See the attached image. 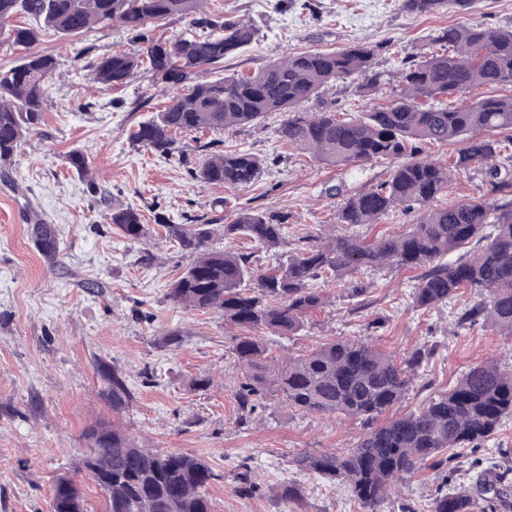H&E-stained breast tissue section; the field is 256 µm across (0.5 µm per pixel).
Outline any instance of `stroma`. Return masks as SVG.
<instances>
[{"label": "stroma", "instance_id": "obj_1", "mask_svg": "<svg viewBox=\"0 0 512 512\" xmlns=\"http://www.w3.org/2000/svg\"><path fill=\"white\" fill-rule=\"evenodd\" d=\"M207 9L258 29L250 46L225 61L228 73L361 39L379 46L381 69L394 73L449 26H512V0H477L467 12L449 6L424 17L405 12L401 0H208ZM141 46L109 26L47 36L35 46L57 60L47 86L50 107L0 176V512H51L52 486L62 475L78 482L87 512H104L102 492L78 468L88 448L85 431L100 420L118 424L136 447L186 452L212 466L221 475L208 489L215 512H365L346 485L300 471L293 460L304 452L342 453L368 423L276 403L239 422L235 392L244 373L229 350L230 330L220 314L168 299L187 260L162 225L225 224L239 208L284 213L283 249L294 253L312 239L345 234L336 216L340 202L385 180L392 163L327 167L281 145L276 130L284 116L277 112L229 132L177 135L182 160L138 148L130 132L159 109V87L144 73L126 89H109L89 63ZM201 142L255 154L263 162L260 177L235 191L193 179L192 169L206 159ZM75 149L88 158V177L66 161ZM126 206L139 209L151 227L142 242L124 240L108 221L113 209ZM39 221L60 240L59 262L36 245ZM415 279V272L384 268L324 283L330 301L307 316L303 331L265 342L280 358L333 339H360L399 356L434 346L397 408L401 414L475 364L512 367L511 335L489 323L456 325L455 312L475 301L470 290L418 311L411 301ZM357 286L363 295H351ZM173 330L182 334L176 348L166 344ZM102 360L126 374L134 393L123 413L101 395ZM244 463L258 486L252 494L236 490ZM509 467L512 417L482 448L467 451L455 471L426 469L391 486L381 512H433L439 490L472 487ZM289 485L299 490L303 510L280 500Z\"/></svg>", "mask_w": 512, "mask_h": 512}]
</instances>
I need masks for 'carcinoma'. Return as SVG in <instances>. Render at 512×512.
<instances>
[{"label":"carcinoma","instance_id":"obj_1","mask_svg":"<svg viewBox=\"0 0 512 512\" xmlns=\"http://www.w3.org/2000/svg\"><path fill=\"white\" fill-rule=\"evenodd\" d=\"M476 2L402 0L401 6L430 15L447 4L468 11ZM200 5L201 0H0V35L29 48L47 32L68 37L112 24L140 39L142 49L105 54L90 67L96 80L110 88L127 86L148 70L157 85L172 90L162 109L130 133L135 146L151 152H179L177 133L237 130L281 112L285 119L277 133L282 144L328 166L394 161L386 181L342 200L337 220L349 227L377 224L403 206L416 211L407 231L370 241L350 234L316 240L263 272L252 267L251 255L214 241L244 237L271 251L285 243L284 216L239 209L231 223L217 228L163 225L190 259L168 298L184 308L218 312L238 329L230 351L245 372L236 392L242 419L268 395L302 413L383 419L344 454L306 452L294 459L302 470L348 484L368 512H378L392 485L446 465L454 459L450 452L475 450L499 431L512 416V370L495 361L476 364L452 386L432 391L418 409L399 416L392 409L405 399L426 351L399 358L365 341L334 339L277 361L263 334L296 336L303 330L306 317L327 303L314 282L340 283L362 270L390 267L421 270L413 308L437 309L469 288L477 301L458 313L457 324L490 319L512 335V95L466 99L477 86L512 84V28L448 27L439 36L446 50H430L402 69L399 89L385 98L380 95L385 77L378 49L365 41L287 54L248 75L203 78L249 45L255 30L248 22L215 13L202 17ZM175 16L194 18L204 34L157 39L146 34L149 26ZM17 17L24 23H14ZM55 67L53 56L35 53L0 68V166L9 165L24 135L44 123L45 85ZM352 78L361 79L357 93L371 100L364 111L352 116L302 109L324 88ZM430 144L461 148L443 162L422 155ZM487 162L491 199L464 197L449 206L434 205L448 190H461L460 175L469 164ZM260 172L253 154L223 150L211 152L193 177L240 190ZM110 220L130 242L148 233L132 208L112 211ZM35 234L46 257L56 259L60 246L51 225H38ZM462 249L461 257L448 260ZM98 373L112 411L128 409L133 394L123 373L103 363ZM86 436L95 450L82 465L99 489L112 487V512H133L143 500L150 503V512H214L208 488L219 475L201 459L137 448L122 429L104 421L88 427ZM511 483L508 468L484 494L496 497ZM52 510L85 512L82 492L70 491L68 479H57ZM433 512H474V500L440 492Z\"/></svg>","mask_w":512,"mask_h":512}]
</instances>
